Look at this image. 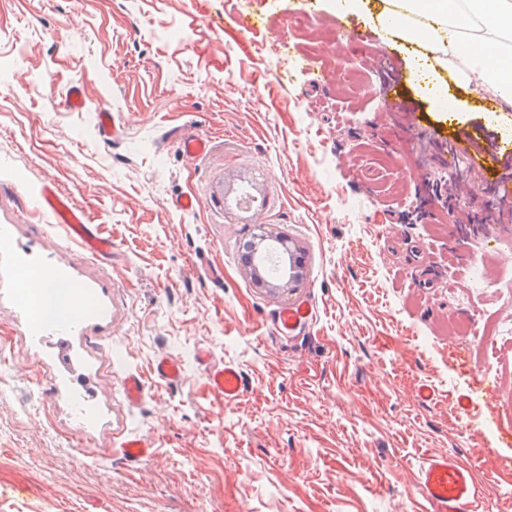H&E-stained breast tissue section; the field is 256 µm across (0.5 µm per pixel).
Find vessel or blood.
Returning <instances> with one entry per match:
<instances>
[{
  "mask_svg": "<svg viewBox=\"0 0 512 512\" xmlns=\"http://www.w3.org/2000/svg\"><path fill=\"white\" fill-rule=\"evenodd\" d=\"M487 162L497 170L498 176L492 183L493 199L490 203L492 215L502 217L512 204V178L506 176V168L512 167V137L498 129H491L485 141H478L469 133H461L450 148L441 154L442 166L452 165L459 152ZM39 203L51 212L66 237L75 242L91 256L101 259L112 254V240L102 235L98 225L90 223L83 210L61 196L53 184H45L39 192ZM0 254L13 257L22 281L28 282L55 272L58 280L68 281L63 269L53 268L52 264L38 259L30 245L15 236L10 227H0ZM93 315L84 311L70 313L54 320H44L39 313H31L26 331L37 336L45 331L67 332L78 324L92 320ZM313 318V306L303 302L281 309L275 317V329L280 335H290L306 326ZM208 385L224 402L232 403L240 399L243 392L242 376L239 368L230 362L209 367L206 373ZM151 443L144 438L123 440L117 452L130 465H139L150 455ZM417 483L424 500L432 507V512H478L479 483L471 468L462 459L448 453L428 455L417 474Z\"/></svg>",
  "mask_w": 512,
  "mask_h": 512,
  "instance_id": "b4317fda",
  "label": "vessel or blood"
}]
</instances>
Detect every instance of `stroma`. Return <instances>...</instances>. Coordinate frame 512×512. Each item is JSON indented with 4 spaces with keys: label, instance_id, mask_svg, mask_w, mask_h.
<instances>
[{
    "label": "stroma",
    "instance_id": "stroma-1",
    "mask_svg": "<svg viewBox=\"0 0 512 512\" xmlns=\"http://www.w3.org/2000/svg\"><path fill=\"white\" fill-rule=\"evenodd\" d=\"M385 6L365 0L326 54L312 35L335 33L330 0H0V225L102 311L29 336L0 256V512H425L415 476L445 451L475 469L484 512H512V341L448 332L512 317L499 293L468 291L481 270L512 277V223H445L417 185L452 178L468 207L486 199L485 170L466 155L445 170L427 139L474 130L495 93L451 62L435 105ZM393 58L422 140L378 92ZM104 109L118 138L98 130ZM188 133L207 154L182 155ZM228 179L250 206L225 208ZM46 183L111 236V258L62 236ZM183 195L195 210L173 207ZM420 208L430 219L408 222ZM258 224L306 250L287 299L241 272ZM305 299L312 322L276 335L280 308ZM201 349L239 367L237 402L210 392ZM163 354L179 383L154 376ZM129 373L146 383L137 406ZM422 384L433 401H416ZM132 437L153 444L136 468L114 451Z\"/></svg>",
    "mask_w": 512,
    "mask_h": 512
}]
</instances>
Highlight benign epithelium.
Instances as JSON below:
<instances>
[{"label": "benign epithelium", "instance_id": "7a95c632", "mask_svg": "<svg viewBox=\"0 0 512 512\" xmlns=\"http://www.w3.org/2000/svg\"><path fill=\"white\" fill-rule=\"evenodd\" d=\"M251 239L253 257L243 270L253 285L272 296L292 294L305 282V250L300 241L285 231L256 225Z\"/></svg>", "mask_w": 512, "mask_h": 512}]
</instances>
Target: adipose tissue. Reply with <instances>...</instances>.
Returning a JSON list of instances; mask_svg holds the SVG:
<instances>
[{"label": "adipose tissue", "mask_w": 512, "mask_h": 512, "mask_svg": "<svg viewBox=\"0 0 512 512\" xmlns=\"http://www.w3.org/2000/svg\"><path fill=\"white\" fill-rule=\"evenodd\" d=\"M385 22L433 59L479 73L512 105V48L503 44L512 38V0H394Z\"/></svg>", "instance_id": "ef3b65f1"}]
</instances>
